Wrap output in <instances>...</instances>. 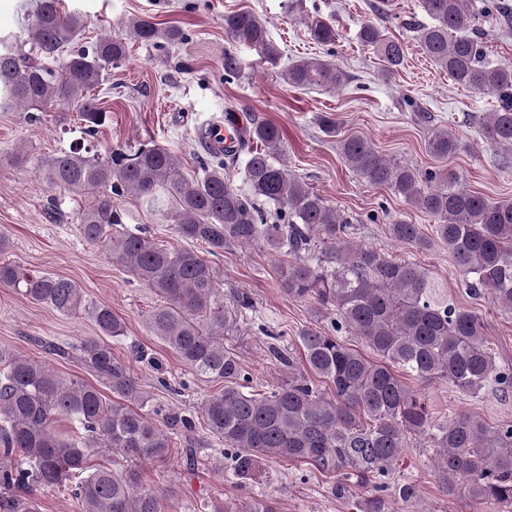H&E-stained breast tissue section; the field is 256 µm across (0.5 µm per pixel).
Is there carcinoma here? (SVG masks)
I'll return each mask as SVG.
<instances>
[{
    "mask_svg": "<svg viewBox=\"0 0 512 512\" xmlns=\"http://www.w3.org/2000/svg\"><path fill=\"white\" fill-rule=\"evenodd\" d=\"M432 23L417 28L423 52L456 84L491 91L498 108L478 117L486 144L512 157V67L485 61L480 38L464 34L474 18L471 0H420ZM310 38L322 46L338 39L333 22L305 19ZM82 17L64 12L60 0H39L26 37L0 45V112L22 108L39 113L59 105L77 107L76 120L91 135L109 110L95 93L120 68L131 41L173 47L187 40L176 25L149 15L118 33L105 32L90 47H76ZM224 34L253 49L261 62L279 65L282 51L266 22L250 10L224 16ZM360 42L382 62L390 78L404 63L400 41L376 23L364 25ZM281 76L294 88L340 90L349 75L331 60L301 58ZM281 131L267 122L244 127L235 146L209 145L201 174L186 177L174 155L153 142L118 147L101 156L75 145L48 156L38 171L53 188L79 198L78 231L89 245L106 246L112 258L152 288L163 303L147 317L149 331L171 348L193 374L222 384L201 404L212 438L224 444L223 468L243 486L262 475L269 459L307 463L337 477V492L356 512H390L385 478L399 467L407 439L428 438L444 498L465 495L473 504L512 512V424L497 427L471 414L433 418L423 399L396 374L421 381L446 380L477 398L493 389L512 392V365L496 361L483 319L448 300L420 264L389 257L347 240L349 221L308 183L289 173ZM460 140L435 127L427 151L438 159L456 155ZM344 162L367 183L384 187L435 222L436 238L448 246L472 295L488 292L497 309L512 316V201L493 202L462 186L454 172L421 171L388 158L366 138L340 141ZM245 189L236 188L231 175ZM132 193L178 236L212 255L235 246H259L288 257L281 267L283 290L311 299L332 315L330 327H308L300 335L304 371L276 346L270 353L288 367V382L259 393L239 356L224 348L231 317L216 272L195 250H168L141 233L124 230L113 198ZM274 208L275 220L268 221ZM390 238L418 251L431 246L420 225L398 220ZM0 284L62 315L89 308L99 335L76 344H51L75 354L97 380L66 378L43 361L0 350V512H38V492L69 486L82 512H161V494L142 484L139 463L167 459L170 436L146 410L149 396L131 365L112 353L110 339L124 333L112 308L86 306L75 282L49 273L27 274L0 262ZM351 331L377 356L349 347L339 333ZM109 389L115 399L105 396ZM75 422L69 435L57 419ZM188 436L186 464L195 467L190 417L177 420ZM109 448L128 465L90 468L89 453ZM417 484L404 479L394 497L416 502ZM209 512H278L272 500L213 502Z\"/></svg>",
    "mask_w": 512,
    "mask_h": 512,
    "instance_id": "carcinoma-1",
    "label": "carcinoma"
}]
</instances>
